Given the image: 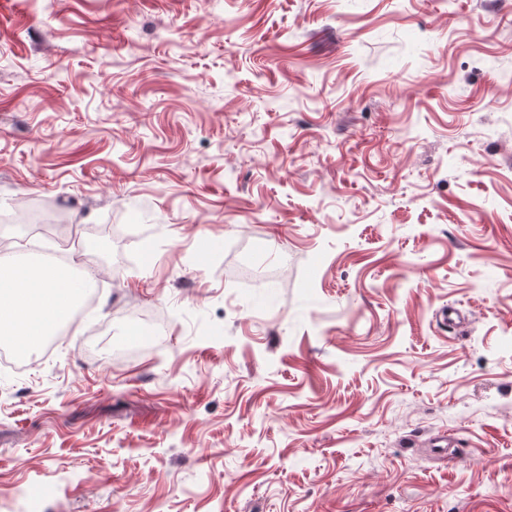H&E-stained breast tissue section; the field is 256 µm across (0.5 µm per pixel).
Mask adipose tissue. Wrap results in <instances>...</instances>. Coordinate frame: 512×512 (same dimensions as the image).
<instances>
[{
	"label": "adipose tissue",
	"mask_w": 512,
	"mask_h": 512,
	"mask_svg": "<svg viewBox=\"0 0 512 512\" xmlns=\"http://www.w3.org/2000/svg\"><path fill=\"white\" fill-rule=\"evenodd\" d=\"M65 267L46 264L30 272L22 262L0 257V341L19 343L25 351L71 314L75 298Z\"/></svg>",
	"instance_id": "ef3b65f1"
}]
</instances>
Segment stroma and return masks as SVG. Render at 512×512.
<instances>
[{
    "label": "stroma",
    "mask_w": 512,
    "mask_h": 512,
    "mask_svg": "<svg viewBox=\"0 0 512 512\" xmlns=\"http://www.w3.org/2000/svg\"><path fill=\"white\" fill-rule=\"evenodd\" d=\"M25 201L0 512H512V0H0ZM52 261L32 273L22 261L0 257L1 342H17L26 352L34 350L70 316L75 303L71 277L80 290L78 301L93 288L79 274L70 276L58 265L61 262Z\"/></svg>",
    "instance_id": "stroma-1"
}]
</instances>
